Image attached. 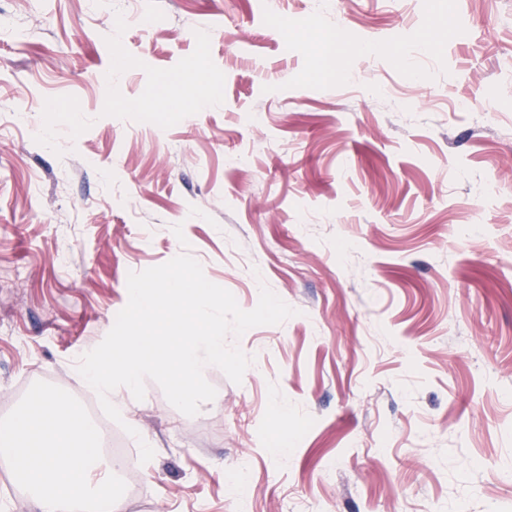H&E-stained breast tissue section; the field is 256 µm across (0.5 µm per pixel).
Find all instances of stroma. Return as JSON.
I'll use <instances>...</instances> for the list:
<instances>
[{"label": "stroma", "mask_w": 512, "mask_h": 512, "mask_svg": "<svg viewBox=\"0 0 512 512\" xmlns=\"http://www.w3.org/2000/svg\"><path fill=\"white\" fill-rule=\"evenodd\" d=\"M183 252L295 314L113 391L119 512H512V0H0V417Z\"/></svg>", "instance_id": "1"}]
</instances>
